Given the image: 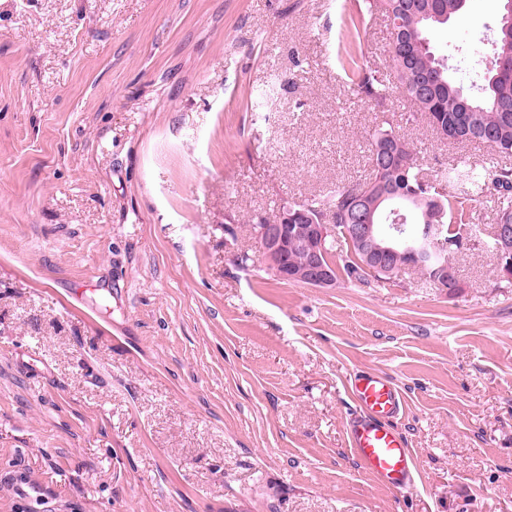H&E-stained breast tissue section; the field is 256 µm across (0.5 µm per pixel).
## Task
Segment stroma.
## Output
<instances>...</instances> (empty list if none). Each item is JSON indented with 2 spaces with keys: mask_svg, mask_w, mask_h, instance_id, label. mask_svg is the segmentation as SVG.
Masks as SVG:
<instances>
[{
  "mask_svg": "<svg viewBox=\"0 0 512 512\" xmlns=\"http://www.w3.org/2000/svg\"><path fill=\"white\" fill-rule=\"evenodd\" d=\"M344 2L0 0V512H512L490 202L455 298L412 269L283 281L254 238L256 215L364 181L385 121L431 177L497 158L354 95ZM501 9L467 0L433 35L464 87ZM390 38L374 14L361 61L388 71ZM363 368L405 396L410 490L348 449Z\"/></svg>",
  "mask_w": 512,
  "mask_h": 512,
  "instance_id": "obj_1",
  "label": "stroma"
}]
</instances>
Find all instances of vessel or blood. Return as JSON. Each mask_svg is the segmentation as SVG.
I'll use <instances>...</instances> for the list:
<instances>
[{
    "instance_id": "b4317fda",
    "label": "vessel or blood",
    "mask_w": 512,
    "mask_h": 512,
    "mask_svg": "<svg viewBox=\"0 0 512 512\" xmlns=\"http://www.w3.org/2000/svg\"><path fill=\"white\" fill-rule=\"evenodd\" d=\"M349 391L356 408L345 431L355 462L388 489L412 487L418 463L398 425L405 411L398 385L379 370L363 369L350 377Z\"/></svg>"
}]
</instances>
